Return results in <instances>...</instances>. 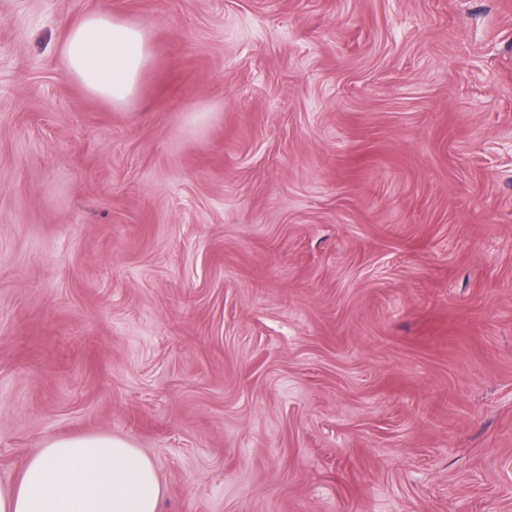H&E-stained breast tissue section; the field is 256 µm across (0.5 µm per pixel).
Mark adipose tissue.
Segmentation results:
<instances>
[{"label": "adipose tissue", "mask_w": 512, "mask_h": 512, "mask_svg": "<svg viewBox=\"0 0 512 512\" xmlns=\"http://www.w3.org/2000/svg\"><path fill=\"white\" fill-rule=\"evenodd\" d=\"M63 54L87 92L122 107L153 60L143 26L100 9L68 32ZM155 462L127 439L87 434L47 440L17 477L0 479V512H160Z\"/></svg>", "instance_id": "adipose-tissue-1"}]
</instances>
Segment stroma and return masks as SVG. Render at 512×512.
I'll list each match as a JSON object with an SVG mask.
<instances>
[{
  "label": "stroma",
  "mask_w": 512,
  "mask_h": 512,
  "mask_svg": "<svg viewBox=\"0 0 512 512\" xmlns=\"http://www.w3.org/2000/svg\"><path fill=\"white\" fill-rule=\"evenodd\" d=\"M93 433L161 512H512V0H0V477ZM63 54L72 78L115 107L134 98L153 60L147 29L105 9L85 15L71 27Z\"/></svg>",
  "instance_id": "obj_1"
}]
</instances>
